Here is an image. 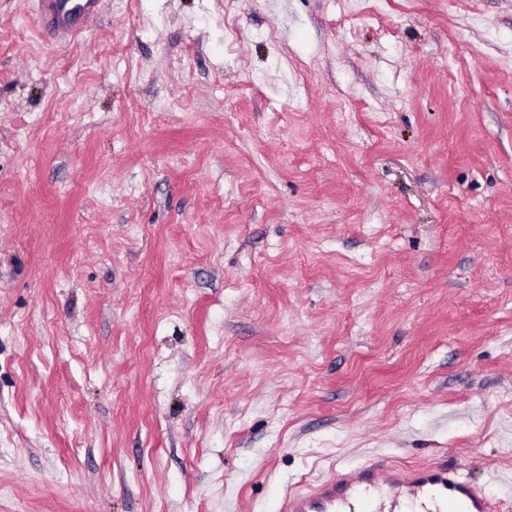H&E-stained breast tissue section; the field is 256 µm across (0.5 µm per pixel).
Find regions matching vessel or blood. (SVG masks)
Returning <instances> with one entry per match:
<instances>
[{
  "instance_id": "1",
  "label": "vessel or blood",
  "mask_w": 512,
  "mask_h": 512,
  "mask_svg": "<svg viewBox=\"0 0 512 512\" xmlns=\"http://www.w3.org/2000/svg\"><path fill=\"white\" fill-rule=\"evenodd\" d=\"M46 26L64 37L77 35L98 13L101 0H37ZM490 512L480 488L447 465L432 463L408 471L374 464L326 479L305 491L284 495L278 512Z\"/></svg>"
}]
</instances>
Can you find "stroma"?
Returning a JSON list of instances; mask_svg holds the SVG:
<instances>
[{"label": "stroma", "instance_id": "obj_1", "mask_svg": "<svg viewBox=\"0 0 512 512\" xmlns=\"http://www.w3.org/2000/svg\"><path fill=\"white\" fill-rule=\"evenodd\" d=\"M435 462L512 512V0H0V512ZM37 4L51 32L73 37L96 16L101 0H37Z\"/></svg>", "mask_w": 512, "mask_h": 512}]
</instances>
